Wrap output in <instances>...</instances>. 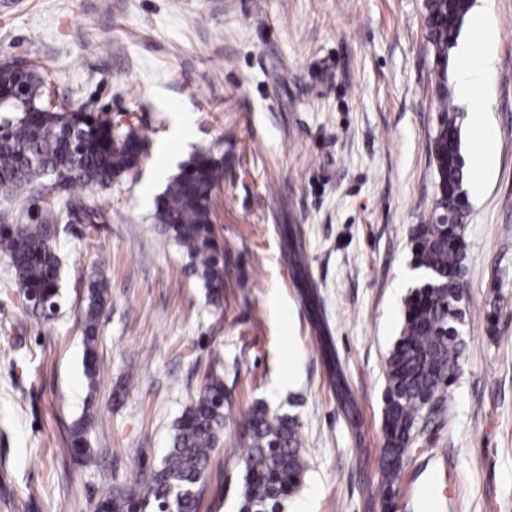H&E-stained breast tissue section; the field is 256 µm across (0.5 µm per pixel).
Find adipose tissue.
Listing matches in <instances>:
<instances>
[{
	"instance_id": "1",
	"label": "adipose tissue",
	"mask_w": 512,
	"mask_h": 512,
	"mask_svg": "<svg viewBox=\"0 0 512 512\" xmlns=\"http://www.w3.org/2000/svg\"><path fill=\"white\" fill-rule=\"evenodd\" d=\"M474 34L461 42L457 53L456 89L458 95L469 102H478L479 108L473 115L472 134L482 144L481 166L473 173L474 189H481L486 174V163L492 158L494 130L486 118L490 108L487 100L481 99L480 93L494 67L492 46L494 30L489 17L480 13L472 20Z\"/></svg>"
}]
</instances>
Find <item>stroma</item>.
Wrapping results in <instances>:
<instances>
[{
  "instance_id": "35a3bbf8",
  "label": "stroma",
  "mask_w": 512,
  "mask_h": 512,
  "mask_svg": "<svg viewBox=\"0 0 512 512\" xmlns=\"http://www.w3.org/2000/svg\"><path fill=\"white\" fill-rule=\"evenodd\" d=\"M487 9L495 143L465 223L466 348L390 512H512V0H474ZM424 17V0H0V62L43 65L54 102L124 114L146 142L137 172L87 190L110 198L106 221L91 233L57 225L55 316L20 306L0 254V512H95L160 464L212 368L231 409L198 512H236L239 425L258 400L296 418L310 464L283 512H389L385 362L413 286L410 230L434 215ZM207 148L224 154L220 313L153 219L166 178ZM287 224L301 234L303 278L283 255ZM98 275L111 300L91 383L80 309ZM321 325L355 419L337 403ZM88 414L92 466L68 451Z\"/></svg>"
}]
</instances>
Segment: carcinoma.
I'll return each mask as SVG.
<instances>
[{
  "label": "carcinoma",
  "mask_w": 512,
  "mask_h": 512,
  "mask_svg": "<svg viewBox=\"0 0 512 512\" xmlns=\"http://www.w3.org/2000/svg\"><path fill=\"white\" fill-rule=\"evenodd\" d=\"M474 0H425V29L438 101L431 140L435 171L434 217L410 232L411 265L421 272L419 285L405 301L404 322L385 366L383 448L379 460L386 504L399 494L402 472L421 436L423 422L438 415L456 380L465 341L457 323L464 315L466 241L470 210L468 177L462 154V114L453 105L449 68L465 18ZM0 102L12 110L0 116V192L20 201L19 218L0 225V252L13 268L14 287L23 304L57 302L60 259L52 243V225L82 201L81 191L107 188L134 170L146 149L132 124L103 109L82 112L52 103L46 75L37 66L15 60L0 63ZM60 180L65 194L48 188ZM224 183V155L202 150L180 167L159 196L154 219L183 251L189 268L207 289L217 309L224 301V249L215 232L212 194ZM288 261L303 274L300 243L293 228L285 235ZM104 278L89 282L83 308L84 369L89 381L99 371L97 331L108 302ZM319 337L339 404L353 402L336 364L331 338ZM227 394L224 379L209 372L200 395L173 423L171 448L139 488L105 496L97 512H197L208 489L212 452L224 435ZM87 419L71 432L70 451L82 463L95 457L87 443ZM245 445L239 483V512H282L283 502L300 487L308 461L299 425L256 403L241 424Z\"/></svg>",
  "instance_id": "obj_1"
}]
</instances>
